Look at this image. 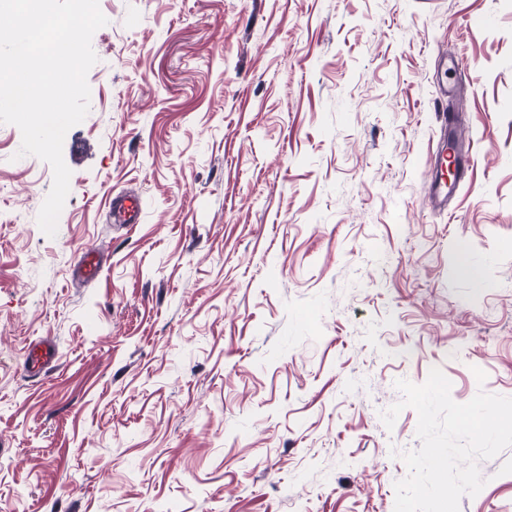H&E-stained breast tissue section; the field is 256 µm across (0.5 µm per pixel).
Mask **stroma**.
<instances>
[{"instance_id": "35a3bbf8", "label": "stroma", "mask_w": 512, "mask_h": 512, "mask_svg": "<svg viewBox=\"0 0 512 512\" xmlns=\"http://www.w3.org/2000/svg\"><path fill=\"white\" fill-rule=\"evenodd\" d=\"M99 7L55 236L0 124V512H394L396 380L512 397V0ZM450 107L475 163L440 209ZM479 469L460 512H512V447ZM112 214L115 222L120 224H136L141 214V202L137 197H112ZM56 358V351L49 343H42L29 349L27 368L32 374L42 373Z\"/></svg>"}]
</instances>
